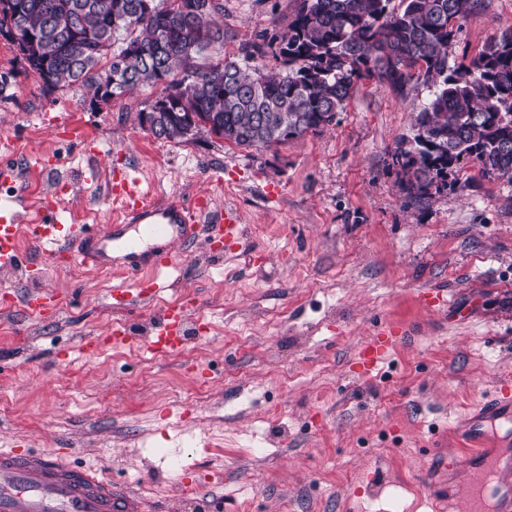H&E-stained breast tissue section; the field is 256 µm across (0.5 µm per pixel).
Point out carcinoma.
Returning a JSON list of instances; mask_svg holds the SVG:
<instances>
[{
    "label": "carcinoma",
    "instance_id": "obj_1",
    "mask_svg": "<svg viewBox=\"0 0 512 512\" xmlns=\"http://www.w3.org/2000/svg\"><path fill=\"white\" fill-rule=\"evenodd\" d=\"M198 12L182 0H0V35L47 92L112 96L159 79L184 87L156 113L154 138L189 141L207 133L243 149H270L336 124L365 77L402 89L414 77L433 88L414 116L411 148L395 155L411 194L448 186V171L472 159L484 175L512 181V27L470 64L448 65V47L486 0H297L287 29L270 43L283 68L253 70L234 60L198 65L224 41V7ZM184 72L180 79L178 72ZM20 71L0 72V102Z\"/></svg>",
    "mask_w": 512,
    "mask_h": 512
}]
</instances>
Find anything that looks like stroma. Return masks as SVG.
<instances>
[{
  "mask_svg": "<svg viewBox=\"0 0 512 512\" xmlns=\"http://www.w3.org/2000/svg\"><path fill=\"white\" fill-rule=\"evenodd\" d=\"M294 10L295 0H224V40L197 63L281 67L268 43ZM510 26L512 0H487L449 63L469 62ZM17 81L15 100L0 102V160L19 173L0 182V199L27 196L20 224L57 206L70 224L111 223L109 172L129 166L158 202L208 194L236 206L245 238L220 258L197 242L186 271L132 312L107 298L118 276L23 240L0 284L16 296L45 288L61 303L47 321L0 310V447L73 449L75 463L128 484L149 512H282L287 502L295 512H448L436 488L448 482L443 455L457 450L451 425L512 372V182L470 160L447 189L407 193L393 157L431 88L361 79L335 125L256 151L203 134L155 139L136 115L156 86L95 107L82 91L44 92L33 74ZM87 139L103 151L93 164ZM423 291L447 307H426ZM172 302L190 304L202 326L184 355L82 352L117 321L147 339ZM386 323L404 339L378 371L354 374L353 357ZM180 456L197 488L188 499L169 469ZM215 470L223 483H211Z\"/></svg>",
  "mask_w": 512,
  "mask_h": 512,
  "instance_id": "35a3bbf8",
  "label": "stroma"
}]
</instances>
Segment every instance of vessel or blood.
I'll use <instances>...</instances> for the list:
<instances>
[{
    "instance_id": "1",
    "label": "vessel or blood",
    "mask_w": 512,
    "mask_h": 512,
    "mask_svg": "<svg viewBox=\"0 0 512 512\" xmlns=\"http://www.w3.org/2000/svg\"><path fill=\"white\" fill-rule=\"evenodd\" d=\"M109 191L121 218L105 225L33 224L24 230L16 222V210L25 207V198L14 195L0 203V268L17 265L19 238L25 233L45 256H57L66 248L85 268L132 279V287L112 288L109 296L113 307L129 311L158 293L163 274L187 261L191 245L201 237L200 229H207L204 237L217 256L225 246L238 245L245 234L237 208L216 207L207 195L196 197L189 206L155 203L140 180L125 170L114 173ZM143 236L161 242V254L142 256L138 240ZM122 240L127 246L118 259L112 250ZM21 306L28 315L45 320L56 314L59 299L35 288L23 296ZM188 318L185 306L165 308L148 339L149 350L163 354L180 350L187 340ZM399 339L395 326L377 329L355 359L363 375L385 362ZM137 342L128 325L118 321L106 336L87 339L83 348L94 355L112 345L130 347ZM500 418L512 419V387L502 381L453 428L458 451L445 458L444 467L466 478L460 512H512V454L495 448L485 429ZM145 508L144 499L124 484L71 462L67 449L44 454L20 443L0 448V512H145Z\"/></svg>"
}]
</instances>
